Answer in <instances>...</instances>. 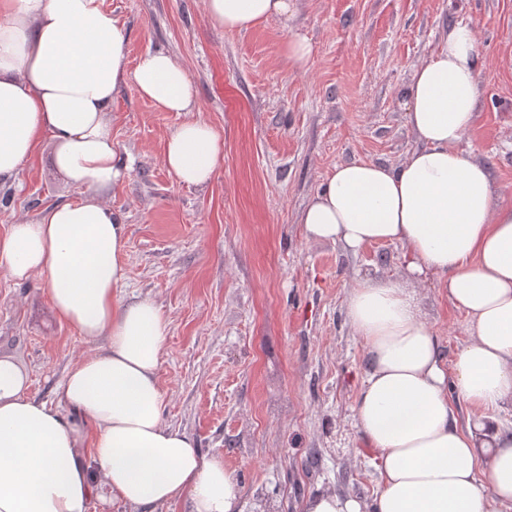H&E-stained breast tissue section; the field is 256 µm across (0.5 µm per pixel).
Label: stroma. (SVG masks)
I'll list each match as a JSON object with an SVG mask.
<instances>
[{
	"mask_svg": "<svg viewBox=\"0 0 512 512\" xmlns=\"http://www.w3.org/2000/svg\"><path fill=\"white\" fill-rule=\"evenodd\" d=\"M125 25L127 66L163 51L187 71L195 112H163L125 81L112 101V140L130 170L101 198L124 217L123 300L149 299L169 336L160 384L163 420L222 457L243 490V512H304L323 491L373 505L375 452L354 421L366 347L348 319L355 280L403 279L399 246L351 252L308 239L299 214L329 171L350 161L400 166L417 146L405 108L414 69L449 24L475 29L481 75L465 136L512 204V0H298L289 21L246 32L213 25L205 0H105ZM306 37L303 69L290 38ZM199 120L224 140V160L202 190L163 163L167 135ZM84 194L42 144L30 165L0 181V235ZM448 356L467 335L464 311L433 278L411 282ZM59 320L42 278L0 266V358L54 404L68 371L93 353Z\"/></svg>",
	"mask_w": 512,
	"mask_h": 512,
	"instance_id": "stroma-1",
	"label": "stroma"
}]
</instances>
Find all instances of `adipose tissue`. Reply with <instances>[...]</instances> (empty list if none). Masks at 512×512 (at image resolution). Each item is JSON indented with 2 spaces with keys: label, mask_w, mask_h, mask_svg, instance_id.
<instances>
[{
  "label": "adipose tissue",
  "mask_w": 512,
  "mask_h": 512,
  "mask_svg": "<svg viewBox=\"0 0 512 512\" xmlns=\"http://www.w3.org/2000/svg\"><path fill=\"white\" fill-rule=\"evenodd\" d=\"M212 23L246 31L293 14L295 0H205ZM166 112H191L196 89L169 54L128 69L121 20L103 0H0V180L51 138L52 163L84 195L11 225L0 265L18 280L43 278L55 315L101 340L77 362L48 407L29 377L0 359V512H91L111 496L133 512H243V492L223 458L164 423L159 375L169 324L152 300L125 301L126 227L100 195L128 166L112 142V100L126 79ZM480 70L474 29L457 22L411 79L407 117L419 146L397 167H333L302 210L314 240L351 251L400 245L409 274L437 280L467 318L455 362L422 318L414 291L376 275L347 297L367 348L355 423L377 454L373 507L326 491L305 512H512V205L499 201L488 166L463 139L476 122ZM224 158L210 125L182 123L163 162L177 182L209 184ZM474 427L459 424L454 400ZM490 447L476 455L478 442Z\"/></svg>",
  "instance_id": "obj_1"
}]
</instances>
